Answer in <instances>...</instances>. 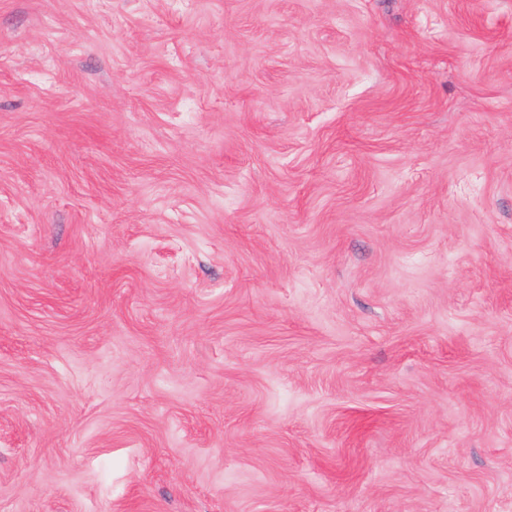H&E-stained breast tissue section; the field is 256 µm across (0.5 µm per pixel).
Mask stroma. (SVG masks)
I'll list each match as a JSON object with an SVG mask.
<instances>
[{
	"label": "stroma",
	"instance_id": "stroma-1",
	"mask_svg": "<svg viewBox=\"0 0 512 512\" xmlns=\"http://www.w3.org/2000/svg\"><path fill=\"white\" fill-rule=\"evenodd\" d=\"M0 512H512V0H0Z\"/></svg>",
	"mask_w": 512,
	"mask_h": 512
}]
</instances>
